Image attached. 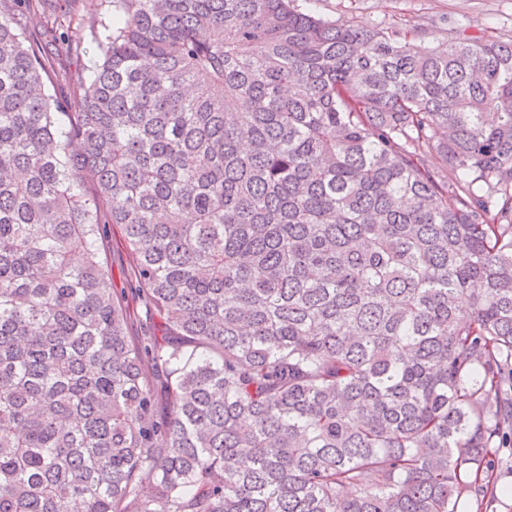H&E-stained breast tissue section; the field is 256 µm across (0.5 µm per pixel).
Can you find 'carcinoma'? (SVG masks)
<instances>
[{"mask_svg":"<svg viewBox=\"0 0 512 512\" xmlns=\"http://www.w3.org/2000/svg\"><path fill=\"white\" fill-rule=\"evenodd\" d=\"M291 2L99 0L93 78L63 86L43 41L72 20L0 0V512L493 494L512 39L428 46ZM103 224L160 319L137 342ZM106 227L108 233L102 239L101 248L108 267L112 269L114 288H126V297L130 305L135 306L130 293V288H135L131 272L133 258L122 244L119 228L113 224H106Z\"/></svg>","mask_w":512,"mask_h":512,"instance_id":"carcinoma-1","label":"carcinoma"}]
</instances>
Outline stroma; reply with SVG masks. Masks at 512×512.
Wrapping results in <instances>:
<instances>
[{"label": "stroma", "mask_w": 512, "mask_h": 512, "mask_svg": "<svg viewBox=\"0 0 512 512\" xmlns=\"http://www.w3.org/2000/svg\"><path fill=\"white\" fill-rule=\"evenodd\" d=\"M91 0H47L48 10L69 13L78 23L68 40L78 45L62 71L64 78L91 79L97 61V44L83 19ZM302 11L327 20L349 21L361 27H398L417 29L425 43L437 45L452 36H478L488 32L512 34V0H296ZM102 252L115 288L134 286L133 258L121 240L116 226H108L101 243ZM494 497L487 507H479L475 498H464L460 512H512V445L499 449L492 476Z\"/></svg>", "instance_id": "1"}]
</instances>
